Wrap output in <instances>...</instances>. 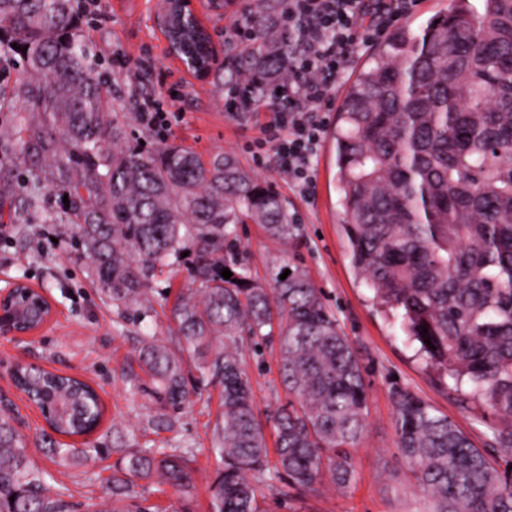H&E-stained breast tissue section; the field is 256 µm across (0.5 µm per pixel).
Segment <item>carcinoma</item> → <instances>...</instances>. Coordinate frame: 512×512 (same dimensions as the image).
<instances>
[{"mask_svg":"<svg viewBox=\"0 0 512 512\" xmlns=\"http://www.w3.org/2000/svg\"><path fill=\"white\" fill-rule=\"evenodd\" d=\"M482 2L479 12L451 0L420 32L391 33L347 89L332 136L354 268L426 362L505 420L495 436L509 455L502 469L421 397L392 393L398 452L428 512H512V0ZM252 23L266 36L247 52L248 73L283 76L292 39L268 25L262 8ZM78 26L74 0H0V43L26 49L21 150L56 170L72 195L92 275L114 304L150 307L156 271L185 251L193 256L170 336L220 389L210 512H262L250 473L266 470L268 448L241 364L244 338L279 346L289 400L273 414L274 475L302 491L326 478L350 485L368 414L357 352L301 265H283L267 287L234 239L235 225L250 219L291 245L293 214L229 153L205 162L175 145L121 146ZM173 35L198 50L205 44L192 28ZM138 361L150 380L138 389L154 406L189 402L181 351L145 336ZM13 380L48 424L43 439L55 463L106 452L86 440L104 413L89 383L47 370H20ZM13 421L0 416V512H71L63 495L50 494L52 474L31 463ZM62 436L85 441L77 448ZM192 462L190 450H123L111 500L95 512H149L136 502L139 481L191 493Z\"/></svg>","mask_w":512,"mask_h":512,"instance_id":"obj_1","label":"carcinoma"}]
</instances>
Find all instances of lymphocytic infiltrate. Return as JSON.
Wrapping results in <instances>:
<instances>
[{"label": "lymphocytic infiltrate", "mask_w": 512, "mask_h": 512, "mask_svg": "<svg viewBox=\"0 0 512 512\" xmlns=\"http://www.w3.org/2000/svg\"><path fill=\"white\" fill-rule=\"evenodd\" d=\"M370 9L392 20L400 14L390 0H288L283 22L305 49L279 81L280 100L260 101L247 76L233 95L232 109L267 113L258 141L270 146L282 173L303 194L313 189L310 158L321 132L312 114L331 103L336 79L356 46L367 39L360 19Z\"/></svg>", "instance_id": "f902f5d3"}]
</instances>
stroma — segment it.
I'll use <instances>...</instances> for the list:
<instances>
[{
  "label": "stroma",
  "mask_w": 512,
  "mask_h": 512,
  "mask_svg": "<svg viewBox=\"0 0 512 512\" xmlns=\"http://www.w3.org/2000/svg\"><path fill=\"white\" fill-rule=\"evenodd\" d=\"M196 6L217 51L205 79L185 72L170 55L160 23L162 0H91L81 17L80 34L107 90L112 121L130 145L177 144L205 160L219 152L233 154L245 169L278 191L301 226L298 242L288 246L248 221L237 227L239 249L252 276L266 283L291 254H298L353 342L369 393L367 426L354 451L353 483L346 488L328 483L317 491L301 492L289 487L285 478L258 473L253 482L261 506L264 512H423L425 503L413 493L408 469L397 452L392 390L403 388L426 400L495 460L502 457L493 437L502 425L501 417L488 404L466 399L467 385L426 369L416 344L408 340L399 321L374 305L371 291L354 269L342 228L331 139L336 111L318 115L324 129L312 158L315 194L309 200L281 175L273 151L250 152L262 113L226 111L231 82L242 69L247 47L238 32L250 29L257 0H197ZM22 78L20 55L0 60V276L45 289L57 311L32 335L0 334V399L11 402L29 458L54 476V486L64 492L72 512H89L91 504L108 493L117 456L108 452L94 462L66 467L46 456L40 439L46 427L42 414L15 388L10 373L15 358L24 351L48 370L91 381L104 405L94 440L111 442L113 430L119 429L139 448L193 449L195 495L142 481L136 491L144 506L151 512H209L207 485L216 468L211 446L219 412L218 389L192 359H185L186 382L198 396L171 413L170 423L165 424L160 410L134 391L128 376L138 366L145 334L168 339L170 310L188 280V262H172L158 273L152 285L162 297L151 308L131 321L120 317L91 276V262L80 247L62 192L52 186L50 170L21 153L24 134L17 123L21 109L17 92ZM146 101L162 113V126L140 120ZM240 348L256 411L259 417H267L288 403L277 349L248 341Z\"/></svg>",
  "instance_id": "stroma-1"
}]
</instances>
